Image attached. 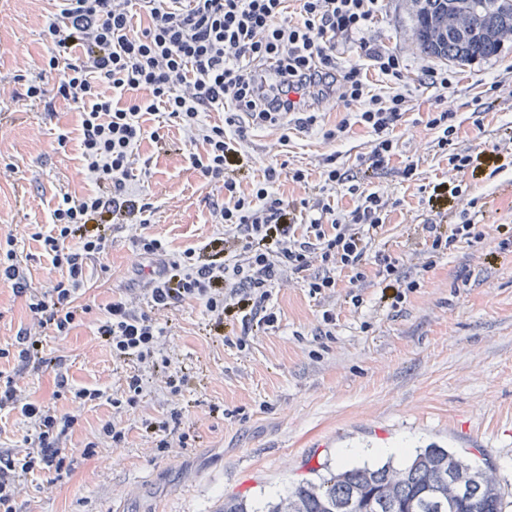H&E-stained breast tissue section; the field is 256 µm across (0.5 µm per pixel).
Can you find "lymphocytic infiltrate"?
Listing matches in <instances>:
<instances>
[{
    "mask_svg": "<svg viewBox=\"0 0 512 512\" xmlns=\"http://www.w3.org/2000/svg\"><path fill=\"white\" fill-rule=\"evenodd\" d=\"M59 11L49 19L44 37L52 51L46 64L57 76V95L81 111V147L91 190L81 197L63 195L52 214L53 227L43 246L61 276L45 292H28L26 277L11 235L0 237V275L28 293V308L37 331L20 329L13 350L15 372H0V411L19 412L30 420L23 455L0 453V512H17L20 479L36 471L62 474L66 461L61 445L74 426L72 416L45 409L24 397L16 377L53 369L59 389L73 399L95 403L98 388H70L62 357L42 354V339L65 336L83 307L77 299L84 288L88 260L106 255L112 227L134 220L148 227L152 203L131 199V164L143 140L144 117L164 111L168 119L201 143L202 153L189 160L200 175L224 186V204L215 216L225 238L235 245L224 253L219 241L209 242L211 257L199 262L194 250L164 257L162 242L148 234L137 243L148 255L163 256L162 269L151 279L148 306L137 309L115 299L104 307L97 334L119 362L134 363L126 374L113 409L135 407L147 374L159 373L170 391L182 379L172 371L161 348L165 333L154 311L185 301L204 305L210 335L220 336L227 323L241 325L242 335L275 326L278 317L268 303L272 290L290 280L318 296L337 286L336 272L347 273L352 287L375 277L390 291L392 306L403 304L419 288L395 254L370 253L372 236L388 216L387 200L362 180L341 172L325 158V185L345 187L354 207L336 211L318 201L294 206L277 196L280 177L268 167L262 181L243 192L236 174L244 166V147L252 127L292 122L301 129L316 126L313 103L335 95L364 104L355 118H342L324 130L328 140L340 139L358 123L372 136L362 163L368 171L386 170L397 145L393 132L402 118L403 94L374 93L369 70L387 82L406 79V67L394 51L364 37L378 13L379 0H299V18L287 17L288 0H58ZM148 25L135 31V12ZM211 112L228 113L226 125L207 121ZM455 115L429 113L435 146L458 170L477 168L471 155L449 151ZM414 232L422 242L423 269L460 248L481 242L484 227L474 218L441 224L425 218Z\"/></svg>",
    "mask_w": 512,
    "mask_h": 512,
    "instance_id": "lymphocytic-infiltrate-1",
    "label": "lymphocytic infiltrate"
}]
</instances>
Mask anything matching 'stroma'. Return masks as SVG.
Returning a JSON list of instances; mask_svg holds the SVG:
<instances>
[{"instance_id": "35a3bbf8", "label": "stroma", "mask_w": 512, "mask_h": 512, "mask_svg": "<svg viewBox=\"0 0 512 512\" xmlns=\"http://www.w3.org/2000/svg\"><path fill=\"white\" fill-rule=\"evenodd\" d=\"M416 8L415 0H383L378 20L365 32L407 66L398 147L389 171L372 180L395 205L372 247L389 248L407 270L417 271L410 228L428 212L427 187L441 182L467 185L489 235L437 260L398 308L382 301L373 278L359 288L363 303L357 309L348 298L347 277L316 299L282 283L269 301L277 327L247 336L242 348L207 335L205 308L198 302L159 312L164 350L183 375L181 390L170 393L157 376L136 407L116 411L108 397L127 367L113 361L96 323L107 302L127 296L159 264L137 249L135 240L144 231L139 225H118L103 263L87 270L80 298L87 313L68 335L44 339L46 352L65 358L71 384L101 389L107 397L83 408L70 396L55 395L53 373L23 375L20 385L34 401L78 420L64 443L70 474L52 483L38 472L23 476L21 512H215L224 498L261 501L270 490L287 491L312 471L336 467L345 448L359 449V462H379L376 448L382 443L412 452L452 448L473 465H493L506 512H512V253L499 252L496 232L497 225L512 226V155L489 154L512 126V37L497 55L453 68L419 49ZM53 12L52 0H0V15L7 19L0 26V235L14 237L29 286L42 291L59 272L35 234L49 231L62 194L78 197L91 188L77 108L60 100L46 112L23 97L35 77L49 89L56 82L43 70L47 47L41 40ZM448 67L455 72L452 85H430L427 70ZM443 109L455 114L452 152L480 155L475 172L450 170L436 152L426 120ZM144 126L158 128L156 116H146ZM162 130L164 145L147 138L138 148L139 156L152 160L150 178L131 186L156 207L146 231L178 255L223 237L213 209L223 203L224 190L191 166V147L177 126ZM61 132L68 135L62 147ZM280 135L274 127L253 129L248 180L283 163L288 172L275 185L280 197L351 209L343 189L322 191L320 171L330 155L338 167L358 169L370 150L366 131L352 127L335 143L317 131L292 132L285 143ZM410 162L417 163L418 178L407 182L401 172ZM297 168L306 182L292 181L289 172ZM326 310L336 324L330 336L320 337L316 328ZM29 321L27 297L0 278V348H10ZM175 407L183 411L188 443L180 445L173 434L169 447L157 448L145 423L166 419ZM109 419L125 431L122 447H110L99 434ZM90 442L97 450L87 457L83 450Z\"/></svg>"}]
</instances>
